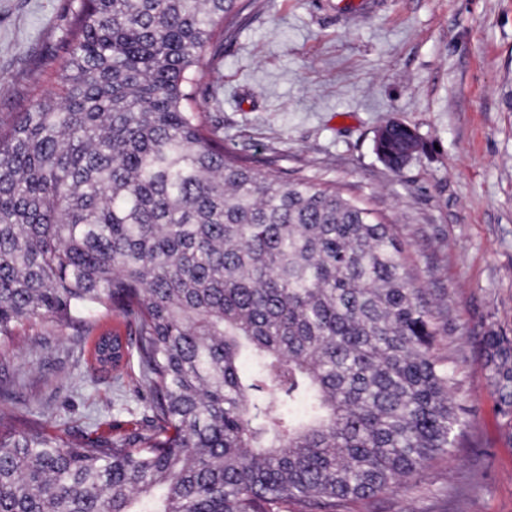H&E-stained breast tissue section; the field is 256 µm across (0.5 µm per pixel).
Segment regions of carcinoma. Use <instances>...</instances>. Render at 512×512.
I'll list each match as a JSON object with an SVG mask.
<instances>
[{
  "instance_id": "1",
  "label": "carcinoma",
  "mask_w": 512,
  "mask_h": 512,
  "mask_svg": "<svg viewBox=\"0 0 512 512\" xmlns=\"http://www.w3.org/2000/svg\"><path fill=\"white\" fill-rule=\"evenodd\" d=\"M251 0H78L58 93L0 124V344L119 310L90 368L147 416L111 437L0 413V512H347L404 491L471 416L436 356L448 311L359 198L224 146L196 104ZM421 141L374 149L400 172ZM512 426V336L482 338Z\"/></svg>"
}]
</instances>
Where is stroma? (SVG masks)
Returning a JSON list of instances; mask_svg holds the SVG:
<instances>
[{
    "mask_svg": "<svg viewBox=\"0 0 512 512\" xmlns=\"http://www.w3.org/2000/svg\"><path fill=\"white\" fill-rule=\"evenodd\" d=\"M73 0H0V121L50 86ZM348 20L337 0H257L199 93L232 150L292 179L347 186L410 244L432 303L449 311L435 353L474 417L459 447L428 463L412 490L422 512H512V427L498 413L480 340L512 334V0H383ZM399 121L422 150L399 172L374 151ZM83 330L27 325L0 382L20 378L7 413L44 427L87 428L142 418L137 382L116 392L90 379Z\"/></svg>",
    "mask_w": 512,
    "mask_h": 512,
    "instance_id": "obj_1",
    "label": "stroma"
}]
</instances>
